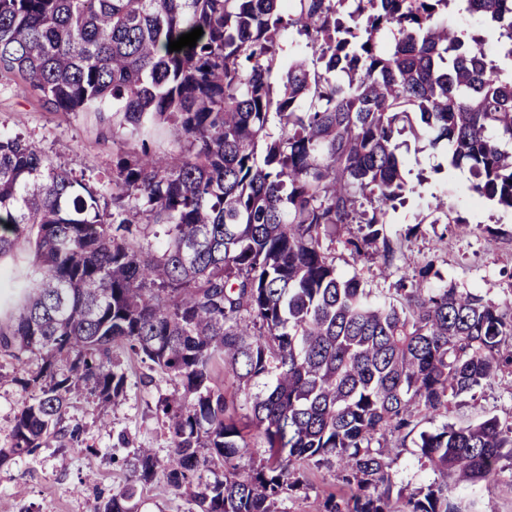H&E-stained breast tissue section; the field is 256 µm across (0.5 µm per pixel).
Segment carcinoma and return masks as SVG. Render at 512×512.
I'll return each instance as SVG.
<instances>
[{
    "label": "carcinoma",
    "mask_w": 512,
    "mask_h": 512,
    "mask_svg": "<svg viewBox=\"0 0 512 512\" xmlns=\"http://www.w3.org/2000/svg\"><path fill=\"white\" fill-rule=\"evenodd\" d=\"M451 2L0 0V77L51 112H110L139 145L97 187L0 133V260L34 253L7 280L22 303L0 346L41 358L15 379L24 398L0 466L81 443L63 425L69 401L126 396L119 343L177 381L155 406L173 448L164 462L134 449V480L95 512H138V487L159 476L198 512H280L310 489L307 468L333 462L323 512H459L448 477L477 486L508 470L512 484V423L421 428L512 374V304L431 287L430 261L375 292L323 245L356 224L340 239L352 258L392 265L386 207L411 191L398 137L413 114L512 211V71L441 18ZM460 2L512 58V0ZM196 27L195 47L169 51ZM286 29L312 61L276 92ZM161 124L184 153L151 150ZM152 226L166 233L155 249L141 243ZM256 438L264 457L243 475ZM408 438L436 479L407 494L392 465Z\"/></svg>",
    "instance_id": "obj_1"
}]
</instances>
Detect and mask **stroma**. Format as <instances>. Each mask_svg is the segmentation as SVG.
Listing matches in <instances>:
<instances>
[{"mask_svg":"<svg viewBox=\"0 0 512 512\" xmlns=\"http://www.w3.org/2000/svg\"><path fill=\"white\" fill-rule=\"evenodd\" d=\"M0 131L22 136L55 164L93 184L111 171L112 142L125 135L113 125L111 113L48 112L5 78H0ZM403 138L408 144L404 176L416 192L386 218L387 236L401 245L397 258L384 271L375 261L355 264L338 247L333 252L338 273L359 272L368 287L388 289L430 259L432 287L486 288L493 300L512 302V212L488 201L480 209L469 208L468 168L449 166L446 146H431L429 136L407 132ZM435 195L447 198L449 214L464 216V223L434 222L427 204ZM112 359L128 376L125 398L101 406L89 395L74 396L66 422L80 425L82 446L53 440L34 455L0 467V512H94L100 498L128 482L124 459L129 448H153L159 457L167 456L172 439L155 404L174 390V381L148 369L122 345H113ZM40 364L37 356L20 362L0 348V448L11 442L23 400L16 379ZM489 412L512 421V390L503 381L484 386L475 397L456 399L448 420L474 423ZM121 433L128 437V447L118 446ZM457 503L461 512H512V487L496 482L466 489L458 493Z\"/></svg>","mask_w":512,"mask_h":512,"instance_id":"stroma-1","label":"stroma"}]
</instances>
